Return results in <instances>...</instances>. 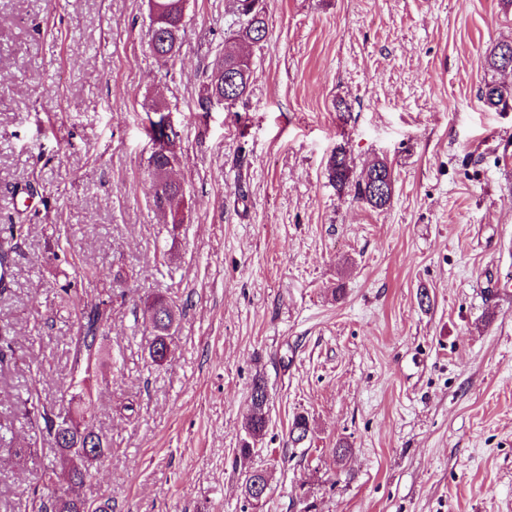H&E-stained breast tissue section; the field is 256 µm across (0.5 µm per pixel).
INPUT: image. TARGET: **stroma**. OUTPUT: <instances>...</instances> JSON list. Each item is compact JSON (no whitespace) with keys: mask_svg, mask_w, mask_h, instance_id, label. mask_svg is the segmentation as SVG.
Masks as SVG:
<instances>
[{"mask_svg":"<svg viewBox=\"0 0 512 512\" xmlns=\"http://www.w3.org/2000/svg\"><path fill=\"white\" fill-rule=\"evenodd\" d=\"M249 90L202 112L230 0H188L172 61L148 0H0V512L65 483L28 396L56 408L81 312L97 305L98 396L112 443L80 494L112 512H512V102L479 98L512 41L505 0H266ZM343 99L348 111L335 108ZM173 114L186 202L152 205L153 101ZM394 177L374 209L327 178ZM428 302H420V290ZM180 317L152 364L144 311ZM268 426L249 457L254 379ZM308 416L301 444L288 439ZM346 456H337L338 447ZM269 493L245 498L250 471ZM370 172L381 171L387 183H384L383 191H375L371 182L366 177L354 180L353 160L345 147L337 146L328 163V180L339 193L354 192V197L375 209L386 207L392 198L394 191V179L390 166L384 160H373L368 167Z\"/></svg>","mask_w":512,"mask_h":512,"instance_id":"obj_1","label":"stroma"}]
</instances>
